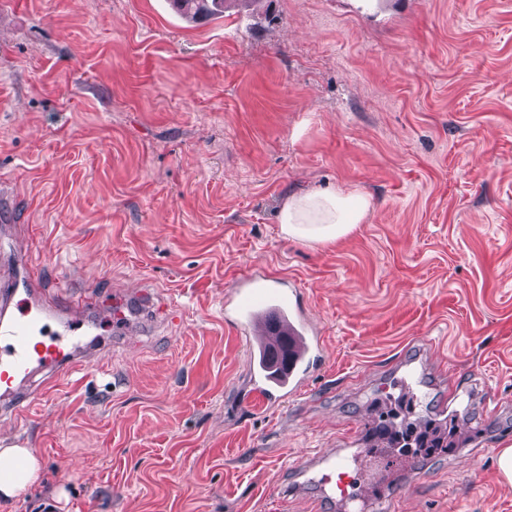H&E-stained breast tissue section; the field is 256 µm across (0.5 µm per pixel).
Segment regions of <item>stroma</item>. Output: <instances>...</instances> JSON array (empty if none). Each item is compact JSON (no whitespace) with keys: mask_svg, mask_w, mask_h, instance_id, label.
Returning a JSON list of instances; mask_svg holds the SVG:
<instances>
[{"mask_svg":"<svg viewBox=\"0 0 512 512\" xmlns=\"http://www.w3.org/2000/svg\"><path fill=\"white\" fill-rule=\"evenodd\" d=\"M351 186L364 222L282 236L289 193ZM28 249L45 288L94 292L89 365L0 419L39 483L0 512H311L271 491L290 458L390 400L407 349L466 435L423 455L391 512H512V0H257L191 22L170 0H0V269ZM295 281L326 363L278 413L249 377L224 293ZM129 288L174 303L158 323ZM491 413L475 408L485 394Z\"/></svg>","mask_w":512,"mask_h":512,"instance_id":"stroma-1","label":"stroma"}]
</instances>
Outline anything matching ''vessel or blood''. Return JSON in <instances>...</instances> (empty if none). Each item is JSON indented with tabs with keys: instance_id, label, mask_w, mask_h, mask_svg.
Listing matches in <instances>:
<instances>
[{
	"instance_id": "1",
	"label": "vessel or blood",
	"mask_w": 512,
	"mask_h": 512,
	"mask_svg": "<svg viewBox=\"0 0 512 512\" xmlns=\"http://www.w3.org/2000/svg\"><path fill=\"white\" fill-rule=\"evenodd\" d=\"M17 264L25 269L26 277L0 279V306L10 307L22 292L34 300L35 311L0 318V413L6 415L44 398V391L20 388L34 370L62 382L81 369L79 319L73 311L89 307L84 300L65 307L52 300L37 301L39 275L30 269L26 254L18 255ZM224 322L244 336L248 348L258 351L263 360L261 371L252 376L246 398L249 407L271 411L297 399L323 367L326 346L301 300V291L283 287L280 278L260 270L240 276L224 295ZM392 382L407 399H422L420 379L410 365H402ZM397 428L390 416H380L372 426L374 445L392 447ZM291 469L305 482L317 485L328 501H345L354 512H361L366 504L385 512L393 495L389 484L373 482L362 474L357 453L341 448L301 458Z\"/></svg>"
}]
</instances>
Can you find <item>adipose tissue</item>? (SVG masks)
I'll return each mask as SVG.
<instances>
[{
    "mask_svg": "<svg viewBox=\"0 0 512 512\" xmlns=\"http://www.w3.org/2000/svg\"><path fill=\"white\" fill-rule=\"evenodd\" d=\"M370 200L359 190H307L290 193L278 222L285 237L327 245L364 223ZM41 472L38 452L0 438V500L12 501L34 487Z\"/></svg>",
    "mask_w": 512,
    "mask_h": 512,
    "instance_id": "1",
    "label": "adipose tissue"
}]
</instances>
